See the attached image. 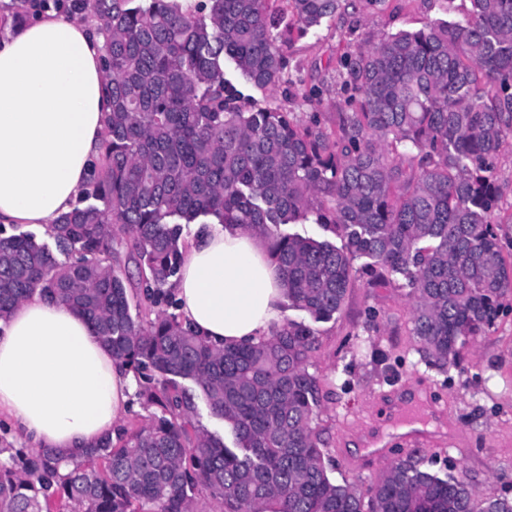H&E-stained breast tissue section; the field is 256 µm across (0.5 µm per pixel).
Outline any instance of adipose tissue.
<instances>
[{
  "label": "adipose tissue",
  "mask_w": 512,
  "mask_h": 512,
  "mask_svg": "<svg viewBox=\"0 0 512 512\" xmlns=\"http://www.w3.org/2000/svg\"><path fill=\"white\" fill-rule=\"evenodd\" d=\"M94 21L34 15L0 41V224L51 229L100 155L111 109ZM178 312L218 346L285 322L286 290L264 239L246 229L189 239ZM134 380L72 306L35 293L0 319V417L75 463L126 414Z\"/></svg>",
  "instance_id": "1"
}]
</instances>
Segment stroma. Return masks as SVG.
<instances>
[{"label": "stroma", "mask_w": 512, "mask_h": 512, "mask_svg": "<svg viewBox=\"0 0 512 512\" xmlns=\"http://www.w3.org/2000/svg\"><path fill=\"white\" fill-rule=\"evenodd\" d=\"M462 0H351L316 33L285 46L288 70L320 89L327 126L338 120L336 60L350 45L398 30L460 17ZM503 252L512 263V154L495 171ZM411 302L401 280L385 284L355 274L343 310L317 323L320 349L309 362L327 397L316 431L336 481L369 487L407 453L470 483L481 497H512V292L494 325L465 346L458 365L430 367L412 334ZM430 407L434 430L399 432L411 399Z\"/></svg>", "instance_id": "obj_1"}]
</instances>
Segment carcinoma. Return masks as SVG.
<instances>
[{
	"label": "carcinoma",
	"mask_w": 512,
	"mask_h": 512,
	"mask_svg": "<svg viewBox=\"0 0 512 512\" xmlns=\"http://www.w3.org/2000/svg\"><path fill=\"white\" fill-rule=\"evenodd\" d=\"M77 0L108 33L112 112L73 209L38 241L0 225V319L34 292L79 309L160 409L81 463L0 448V512H512L414 453L367 491L336 482L314 431L323 384L309 372L316 330L289 320L257 343L217 348L176 313L165 287L184 259L183 226L264 237L288 306L340 313L356 259L399 276L429 364L457 365L512 290L494 214L499 156L512 151V0H469L458 19L358 44L340 57L345 97L331 129L261 103L226 78L293 86L285 34L316 30L343 0ZM312 222L341 245L298 234ZM129 236L144 305L132 314L114 261ZM232 437L210 431L198 401Z\"/></svg>",
	"instance_id": "carcinoma-1"
}]
</instances>
